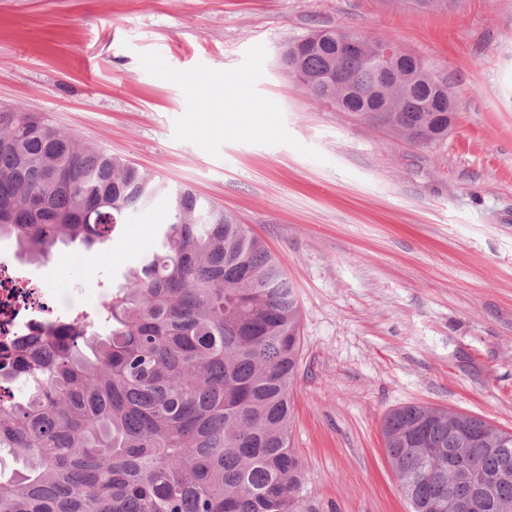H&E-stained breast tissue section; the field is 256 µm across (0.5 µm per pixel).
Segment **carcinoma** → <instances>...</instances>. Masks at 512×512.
Masks as SVG:
<instances>
[{"label": "carcinoma", "instance_id": "1", "mask_svg": "<svg viewBox=\"0 0 512 512\" xmlns=\"http://www.w3.org/2000/svg\"><path fill=\"white\" fill-rule=\"evenodd\" d=\"M354 37L316 30L282 64L314 100L419 147L448 135L438 105L448 83L399 52L386 76ZM168 187L59 130L36 112H0V239L30 262L61 243L112 241L125 214ZM160 246L127 269L102 308L107 333L63 318L44 357L0 347V512H311L291 446L290 388L301 351L295 289L279 260L237 217L191 188L171 193ZM387 459L412 512L512 471V432L469 415L406 405L382 421ZM461 461L471 482L449 474ZM512 505V480L483 512Z\"/></svg>", "mask_w": 512, "mask_h": 512}]
</instances>
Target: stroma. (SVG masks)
Wrapping results in <instances>:
<instances>
[{"label": "stroma", "instance_id": "obj_1", "mask_svg": "<svg viewBox=\"0 0 512 512\" xmlns=\"http://www.w3.org/2000/svg\"><path fill=\"white\" fill-rule=\"evenodd\" d=\"M318 29L388 37L448 83L418 148L310 98L282 67ZM41 113L234 213L301 310L291 443L315 512H411L382 420L410 405L512 431V0H0V112ZM169 203L93 254L45 264L56 308L94 315L155 251Z\"/></svg>", "mask_w": 512, "mask_h": 512}]
</instances>
